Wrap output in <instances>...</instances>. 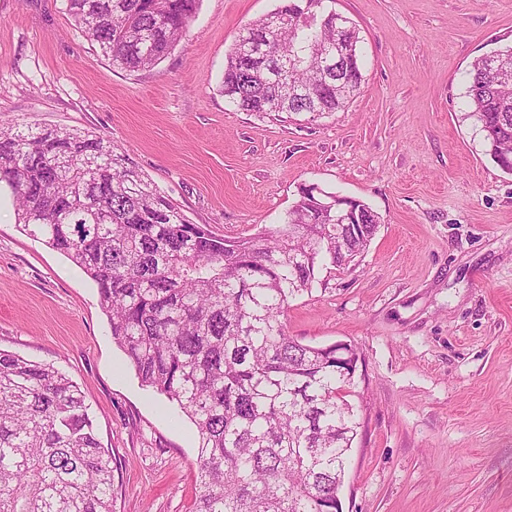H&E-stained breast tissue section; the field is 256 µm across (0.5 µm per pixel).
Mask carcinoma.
Listing matches in <instances>:
<instances>
[{
    "label": "carcinoma",
    "mask_w": 512,
    "mask_h": 512,
    "mask_svg": "<svg viewBox=\"0 0 512 512\" xmlns=\"http://www.w3.org/2000/svg\"><path fill=\"white\" fill-rule=\"evenodd\" d=\"M327 0H288L248 24L226 57L222 92L242 112L320 116L359 90V34ZM200 0H67L112 66H156ZM348 51L341 75L325 67ZM274 66L288 68V81ZM512 47L477 59L469 116L487 154L512 173ZM0 185L20 229L96 284L112 340L141 385L196 427L194 512H343L340 489L359 416L348 400L359 354L288 335L290 300L319 273L365 252L380 217L336 232L311 192L282 222L222 238L177 204L106 136L0 128ZM112 467L77 384L50 364L0 350V512H113Z\"/></svg>",
    "instance_id": "cac0c4a2"
}]
</instances>
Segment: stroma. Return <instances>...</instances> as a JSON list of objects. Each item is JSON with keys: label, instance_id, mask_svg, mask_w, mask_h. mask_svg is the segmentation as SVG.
Instances as JSON below:
<instances>
[{"label": "stroma", "instance_id": "obj_1", "mask_svg": "<svg viewBox=\"0 0 512 512\" xmlns=\"http://www.w3.org/2000/svg\"><path fill=\"white\" fill-rule=\"evenodd\" d=\"M282 0H201L155 68L112 66L65 0H0V126L110 137L216 234L272 228L298 189L367 203L366 251L292 300L290 336L361 357L362 427L343 512H512V175L467 118L475 59L512 46V0H334L361 38L341 110L240 112L226 57ZM0 349L49 363L85 395L111 462L114 512H192L198 438L142 387L95 283L20 230L0 189Z\"/></svg>", "mask_w": 512, "mask_h": 512}]
</instances>
